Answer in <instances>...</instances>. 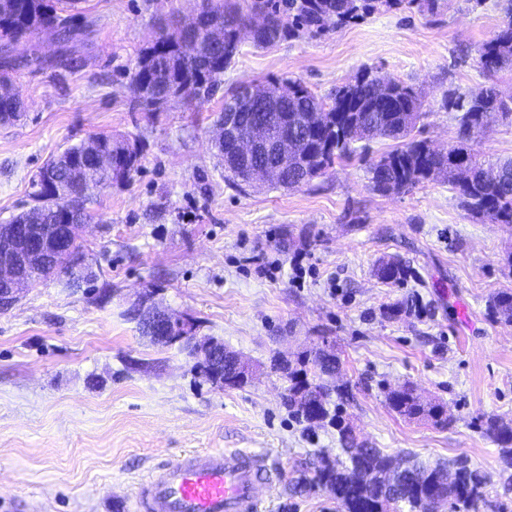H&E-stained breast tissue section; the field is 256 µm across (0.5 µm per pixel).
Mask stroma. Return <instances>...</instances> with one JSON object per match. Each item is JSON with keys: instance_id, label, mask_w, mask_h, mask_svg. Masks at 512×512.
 Here are the masks:
<instances>
[{"instance_id": "obj_1", "label": "stroma", "mask_w": 512, "mask_h": 512, "mask_svg": "<svg viewBox=\"0 0 512 512\" xmlns=\"http://www.w3.org/2000/svg\"><path fill=\"white\" fill-rule=\"evenodd\" d=\"M198 6L83 0L80 18L95 26L73 59L60 60L56 35L41 32L32 42L45 67L13 75L24 110L0 125V223L34 206L32 183L52 155L91 135L128 138L140 167L90 192L94 218L79 242L93 288L54 278L0 311V512L19 501L31 512H130L127 493L148 469L222 448L274 460L262 512H340L325 491L287 494L314 452L341 453L335 427L308 429L289 413L270 369L274 355L315 346L340 358L353 394L340 409L361 438L429 463L466 456L487 491L499 490L498 450L478 419H512V325L487 314L492 295L512 289V224L474 216L441 178L373 192L368 168L392 148L386 139L289 189L226 179L211 148L232 85L297 79L324 98L366 66L418 91L427 115L416 138L448 146L458 124L446 94L492 82L512 93V72L491 78L476 62L506 20L498 0H450L435 15L381 10L316 37L246 42L209 98L153 111L131 89L139 53L160 20L189 19ZM390 256L407 270L401 282L375 274ZM298 259L308 268L301 288L290 282ZM146 292L256 365L258 379L213 387L178 347L143 338L131 312ZM400 303L410 311L386 316ZM405 383L445 403L453 423L392 411L386 393Z\"/></svg>"}]
</instances>
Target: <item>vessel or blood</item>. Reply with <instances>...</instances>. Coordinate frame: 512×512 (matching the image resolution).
Here are the masks:
<instances>
[{
	"label": "vessel or blood",
	"mask_w": 512,
	"mask_h": 512,
	"mask_svg": "<svg viewBox=\"0 0 512 512\" xmlns=\"http://www.w3.org/2000/svg\"><path fill=\"white\" fill-rule=\"evenodd\" d=\"M266 457L247 448L199 451L153 467L135 486L132 512H260Z\"/></svg>",
	"instance_id": "obj_1"
}]
</instances>
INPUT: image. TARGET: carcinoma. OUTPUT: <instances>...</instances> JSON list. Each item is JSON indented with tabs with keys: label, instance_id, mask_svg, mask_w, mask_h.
<instances>
[{
	"label": "carcinoma",
	"instance_id": "obj_1",
	"mask_svg": "<svg viewBox=\"0 0 512 512\" xmlns=\"http://www.w3.org/2000/svg\"><path fill=\"white\" fill-rule=\"evenodd\" d=\"M78 0H0V65L8 54L10 67L42 66L30 38L47 26L55 30L64 44L79 35L90 33L89 25L73 24L71 11ZM446 0H250L248 9L261 11L269 18L267 31L258 35L246 27L247 13L235 0H219L206 13L211 20L224 25V43H211L206 37H189L188 43L171 41L160 30L144 48L135 72L144 79L132 81L133 91L145 104H152L160 90L192 78L202 85L201 97L213 91L238 52L243 41L262 48L288 36H316L327 30L326 21L336 27L369 16L385 6L418 7L435 14ZM506 22L501 29L477 50V64L489 77L512 70V0H502ZM295 91V121L309 111L328 108L329 122L318 128L303 127L288 172L302 177L306 184L325 174L336 161L355 155L358 142L376 139L401 141L396 148L382 154L369 167L372 191L382 195L409 191L421 183L442 176L455 191L460 202L473 213L499 224H512V156L476 158L472 144L484 132L480 117L485 112H500L512 118V99L499 95L490 84L468 96L448 98V111L457 113L459 134L444 153L429 150L427 142L410 138L425 117L422 101L412 87L399 80L385 78L366 68L351 83L339 86L328 99H323L298 80L288 81ZM21 116L19 103L0 99V123H14ZM97 138L112 150L127 154L129 172L109 174L97 168L80 167L77 171L60 168L57 178L62 182L60 194L48 196L42 191L43 166L34 181L37 190L39 224H83L91 218L87 210V194L92 188L109 187L125 182L137 170L139 157L127 140L110 134ZM35 283L55 273H63L72 283H89L94 276L74 270L72 257L57 261L55 268H34ZM375 275L385 282H398L406 275L403 264L394 259H381ZM492 317L512 323V291L497 292L489 305ZM271 368L288 377L285 405L300 421L312 427L325 421L336 426L345 459L330 460L324 456L313 459L312 475L298 477L291 483L295 494L320 488L336 499L342 512H376L387 500L392 512H425L434 498L453 501L465 512H485L488 503L485 482L480 473L462 460L425 465L411 456L398 460L401 479L395 485L385 477L395 457L358 440L353 427L341 415L339 406H331L332 398L343 400L349 392L330 387L324 377L340 369L337 356L321 348H312L298 355L296 364L274 359ZM392 411L409 419H426L436 426H446L450 418L446 406L437 401L421 399L407 385L386 393ZM480 428L499 448L503 470L512 471V421L497 415H486Z\"/></svg>",
	"mask_w": 512,
	"mask_h": 512
}]
</instances>
